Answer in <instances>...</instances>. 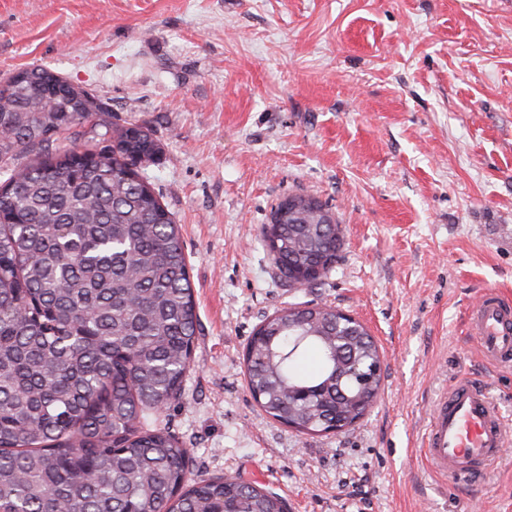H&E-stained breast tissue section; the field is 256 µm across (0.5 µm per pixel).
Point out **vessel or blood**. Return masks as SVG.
Segmentation results:
<instances>
[{"label": "vessel or blood", "mask_w": 512, "mask_h": 512, "mask_svg": "<svg viewBox=\"0 0 512 512\" xmlns=\"http://www.w3.org/2000/svg\"><path fill=\"white\" fill-rule=\"evenodd\" d=\"M469 328L480 352L494 363H512V299L483 289L468 312ZM512 437V417L494 402L485 385L459 376L434 406L423 455L440 475L456 480L471 465L487 464Z\"/></svg>", "instance_id": "b4317fda"}]
</instances>
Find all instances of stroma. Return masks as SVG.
<instances>
[{"label": "stroma", "mask_w": 512, "mask_h": 512, "mask_svg": "<svg viewBox=\"0 0 512 512\" xmlns=\"http://www.w3.org/2000/svg\"><path fill=\"white\" fill-rule=\"evenodd\" d=\"M31 64L161 143L144 173L181 226L198 327L159 420L195 475L288 512H512V450L468 482L421 454L460 374L512 414V367L466 327L481 289L512 294V0H0V75ZM298 192L342 232L311 287L259 240ZM321 303L366 324L384 381L355 426L309 435L261 411L243 357L277 310Z\"/></svg>", "instance_id": "1"}]
</instances>
